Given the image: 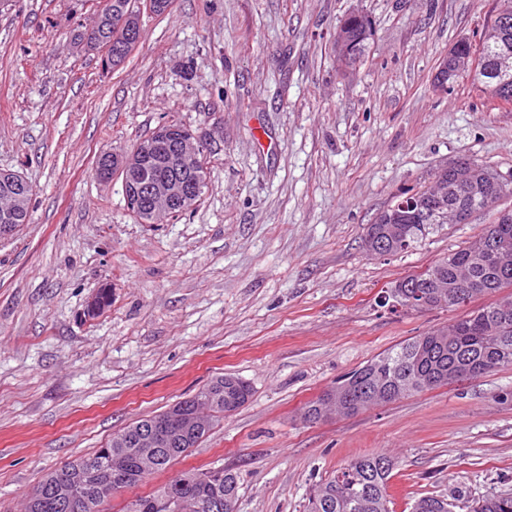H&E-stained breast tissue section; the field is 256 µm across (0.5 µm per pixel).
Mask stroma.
<instances>
[{"mask_svg": "<svg viewBox=\"0 0 512 512\" xmlns=\"http://www.w3.org/2000/svg\"><path fill=\"white\" fill-rule=\"evenodd\" d=\"M102 4L0 9V170L34 189L30 224L0 240V512L219 374L248 381L249 402L135 494L224 464L240 475L236 512H304L314 485L372 453L396 462L391 512L426 495L470 512L512 490V367L303 419L336 379L456 317L379 299L491 215L394 256L363 238L449 162L512 178V107L467 78L433 88L498 0H173L141 12V44L108 73L78 40ZM352 12L373 35L345 68L334 37ZM173 117L210 145L207 185L179 219L141 224L96 162ZM102 288L111 306L85 317Z\"/></svg>", "mask_w": 512, "mask_h": 512, "instance_id": "1", "label": "stroma"}]
</instances>
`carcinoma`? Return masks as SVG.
<instances>
[{
	"label": "carcinoma",
	"instance_id": "cac0c4a2",
	"mask_svg": "<svg viewBox=\"0 0 512 512\" xmlns=\"http://www.w3.org/2000/svg\"><path fill=\"white\" fill-rule=\"evenodd\" d=\"M132 0H104L97 10L92 25L79 35L91 48H102L112 57L110 69L122 65L139 45L142 31L140 11L131 6ZM371 36L368 20L351 15L336 30V60L350 66L361 59ZM477 57L480 63L469 70L473 80L481 84L483 92L496 101L512 102V0H499L497 20L486 27L479 49L461 41L453 54L443 62L453 72L458 62ZM193 137L180 121L171 119L153 131L149 138ZM137 142L124 154H108L110 173L123 176L124 190H130V175L139 170L137 163L142 145ZM152 176L180 173L186 180L192 176L181 170L174 157L159 155L148 163ZM207 173L190 187V194L176 210L180 215L196 205L203 196ZM512 193V185L486 168L470 163L459 169L453 163L437 171L433 185L417 191V206L402 208L408 193L397 196L394 204L382 211L374 223L368 225L365 239L387 240L397 243L391 254L396 255L413 247L435 227L448 223V214L465 211L472 215L489 211L505 194ZM33 187L25 178L16 182L0 174V238L11 236L30 221ZM498 238L503 250L512 253V219L485 225L474 240L436 261L425 271L410 275L414 281L413 293H419L424 303H412L405 289L393 287L391 297L405 309L461 307L459 298L471 299L490 295L504 288H512V268L500 269L484 251L486 235ZM111 305L108 289L102 288L95 301L87 307V316L93 318ZM461 324L459 334L448 330L433 331L407 340L386 351L365 365L336 380L356 399L364 401L362 409L378 404L364 400L365 389L379 387L391 392L387 401H396L412 393H419L448 384V369L462 368L472 378L512 366V307L504 309L492 302L477 312L452 321ZM252 395L250 384L232 374L211 378L193 395L177 402L186 413L196 405L207 406L210 423L195 436L183 440L173 437L159 449L152 465H138L139 449L129 442L118 441L114 434L107 443L91 455L74 458L58 470L50 472L28 495L24 512H99V506L116 496L112 487V469L135 468V482L167 470L170 464L198 447L213 426V422L244 406ZM390 458L380 454L359 456L336 470L328 480L320 483L308 496L305 512H362L357 507L366 494L382 501L381 512H389V479L392 468L380 465ZM240 489V476L232 467H214L204 471H184L161 485L149 495L129 500L123 512H235ZM449 503L437 496H425L415 503L413 512H448ZM473 512H512V492L491 494L477 502Z\"/></svg>",
	"mask_w": 512,
	"mask_h": 512
}]
</instances>
